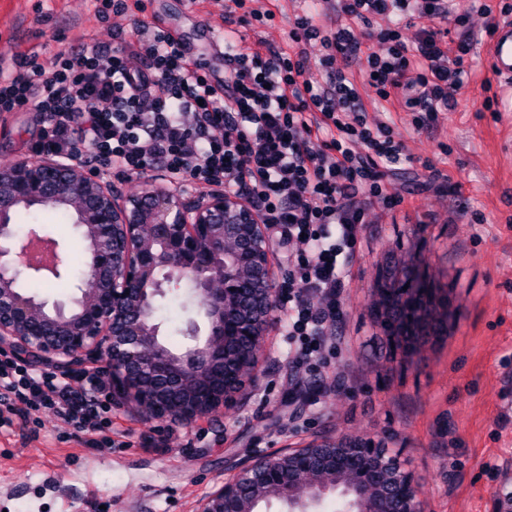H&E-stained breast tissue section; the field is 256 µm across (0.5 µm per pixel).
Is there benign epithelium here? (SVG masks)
Returning <instances> with one entry per match:
<instances>
[{
  "label": "benign epithelium",
  "mask_w": 512,
  "mask_h": 512,
  "mask_svg": "<svg viewBox=\"0 0 512 512\" xmlns=\"http://www.w3.org/2000/svg\"><path fill=\"white\" fill-rule=\"evenodd\" d=\"M63 207L82 230L86 270L68 300L48 304L19 287L37 272L15 230L18 210ZM269 232L243 198L217 187L187 196L185 181H147L122 199L112 180L68 159L22 158L0 169V352L54 372L112 378L144 422L192 426L259 378V357L280 295ZM188 283L208 322L190 320L192 341L175 353L160 340L156 299ZM389 333L416 357L419 336L448 324L447 294L389 284L374 303ZM253 352L237 347L241 334ZM334 496L342 512H428L413 474L369 438L291 443L234 468L196 512H258L276 499L288 512H318Z\"/></svg>",
  "instance_id": "benign-epithelium-1"
}]
</instances>
